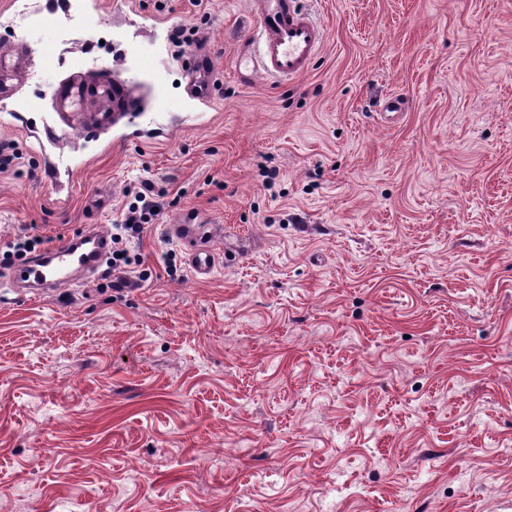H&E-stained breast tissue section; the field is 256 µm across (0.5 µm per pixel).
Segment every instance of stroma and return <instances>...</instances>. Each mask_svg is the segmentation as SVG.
<instances>
[{"mask_svg":"<svg viewBox=\"0 0 512 512\" xmlns=\"http://www.w3.org/2000/svg\"><path fill=\"white\" fill-rule=\"evenodd\" d=\"M9 2L0 253L112 229L145 181L163 211L137 288L20 299L0 264V512H512V0H303L324 44L278 82L237 72L256 0H89L57 28ZM133 49L167 85L103 108ZM158 91L178 121L113 146ZM187 213L217 230L205 279L168 234Z\"/></svg>","mask_w":512,"mask_h":512,"instance_id":"35a3bbf8","label":"stroma"}]
</instances>
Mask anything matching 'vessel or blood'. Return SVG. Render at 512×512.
<instances>
[{"mask_svg": "<svg viewBox=\"0 0 512 512\" xmlns=\"http://www.w3.org/2000/svg\"><path fill=\"white\" fill-rule=\"evenodd\" d=\"M72 10V0H53L34 15L32 23L41 28L53 27L58 23L59 13ZM258 19L261 50H248L240 55V75L248 79L259 74L288 80L305 74L324 41V32L310 13L300 7L299 0H263ZM168 232L189 247L195 276H209L215 256L209 246L203 245L200 226L186 222L170 226ZM110 246V236L92 226L64 235L16 268L14 278L20 295L40 296L92 274Z\"/></svg>", "mask_w": 512, "mask_h": 512, "instance_id": "b4317fda", "label": "vessel or blood"}]
</instances>
